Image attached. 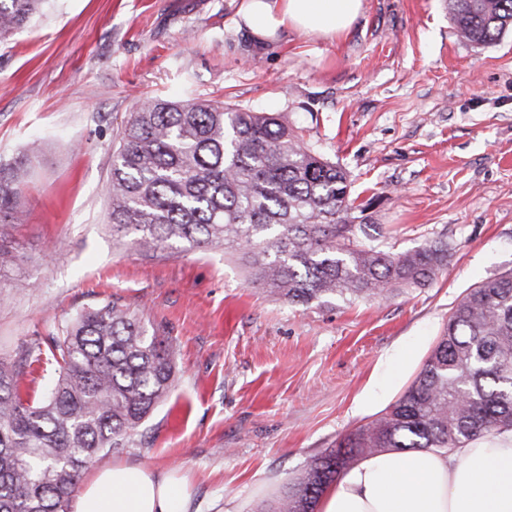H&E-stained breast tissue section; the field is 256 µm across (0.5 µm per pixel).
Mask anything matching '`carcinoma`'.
Wrapping results in <instances>:
<instances>
[{"mask_svg":"<svg viewBox=\"0 0 512 512\" xmlns=\"http://www.w3.org/2000/svg\"><path fill=\"white\" fill-rule=\"evenodd\" d=\"M50 0H0V37ZM458 35L492 44L512 29V0H448ZM107 192L112 236L149 253L187 243L222 247L249 282L293 304L388 299L430 284L448 242L405 251L365 242V212L349 176L306 144L284 117L221 101L149 98L120 127ZM36 147L0 160V281L15 279L6 244ZM176 350L160 325L112 297L72 317L18 361L0 359V512H68L89 463L120 453L176 380ZM49 393L22 391L26 369ZM512 429V272L466 290L405 393L312 459L258 512H313L352 463L391 448H453Z\"/></svg>","mask_w":512,"mask_h":512,"instance_id":"cac0c4a2","label":"carcinoma"}]
</instances>
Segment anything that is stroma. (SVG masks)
Here are the masks:
<instances>
[{"mask_svg":"<svg viewBox=\"0 0 512 512\" xmlns=\"http://www.w3.org/2000/svg\"><path fill=\"white\" fill-rule=\"evenodd\" d=\"M240 0H52L0 42V159L42 149L13 236L33 288L5 289L19 359L117 296L176 341L177 381L118 458L194 479L192 512H255L399 399L465 290L512 270V32L460 39L448 0H364L336 41L258 45ZM151 97L284 114L372 199L373 241L448 243L429 285L384 300L275 299L220 248L146 254L112 236L117 127Z\"/></svg>","mask_w":512,"mask_h":512,"instance_id":"35a3bbf8","label":"stroma"}]
</instances>
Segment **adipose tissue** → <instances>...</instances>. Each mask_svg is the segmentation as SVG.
Instances as JSON below:
<instances>
[{
  "instance_id": "ef3b65f1",
  "label": "adipose tissue",
  "mask_w": 512,
  "mask_h": 512,
  "mask_svg": "<svg viewBox=\"0 0 512 512\" xmlns=\"http://www.w3.org/2000/svg\"><path fill=\"white\" fill-rule=\"evenodd\" d=\"M363 0H241L237 22L261 45L295 29L336 40L348 34ZM191 480L115 462L90 472L72 512H189ZM316 512H512V429L454 448L376 451L345 469Z\"/></svg>"
}]
</instances>
